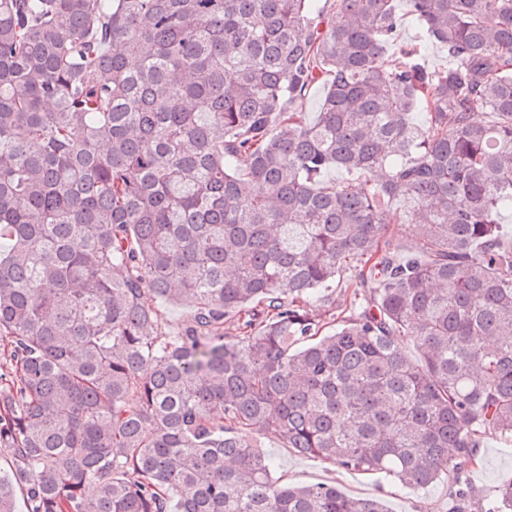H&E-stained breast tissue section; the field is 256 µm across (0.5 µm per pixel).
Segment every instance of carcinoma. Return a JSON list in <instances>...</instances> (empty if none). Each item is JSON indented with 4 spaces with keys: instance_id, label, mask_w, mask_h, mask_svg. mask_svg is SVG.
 <instances>
[{
    "instance_id": "carcinoma-1",
    "label": "carcinoma",
    "mask_w": 512,
    "mask_h": 512,
    "mask_svg": "<svg viewBox=\"0 0 512 512\" xmlns=\"http://www.w3.org/2000/svg\"><path fill=\"white\" fill-rule=\"evenodd\" d=\"M408 4L454 66L393 0H0V512H384L256 436L416 487L512 439V0ZM425 64L429 70H447L453 66V60L448 56V51L439 43L425 41L423 44ZM355 272L347 270L341 276L340 283L336 288V292L332 293L330 302L336 307V317H354L364 306L363 297L360 294L355 295L353 288H348V284L354 279ZM153 305L161 308L172 331H176L182 323H184L193 311V306H188L186 300H180L175 303H166L160 301H152Z\"/></svg>"
}]
</instances>
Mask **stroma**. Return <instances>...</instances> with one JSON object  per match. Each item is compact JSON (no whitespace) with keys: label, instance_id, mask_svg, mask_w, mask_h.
I'll list each match as a JSON object with an SVG mask.
<instances>
[{"label":"stroma","instance_id":"stroma-1","mask_svg":"<svg viewBox=\"0 0 512 512\" xmlns=\"http://www.w3.org/2000/svg\"><path fill=\"white\" fill-rule=\"evenodd\" d=\"M258 441L273 458V476L280 483L333 485L352 498H380L387 512H448V489L457 480L468 487L471 506L476 510L495 495L499 485L512 480V440L493 429L482 434L473 464L460 476L448 475L424 488L379 475L348 472L330 462L299 455L270 432L260 435Z\"/></svg>","mask_w":512,"mask_h":512}]
</instances>
